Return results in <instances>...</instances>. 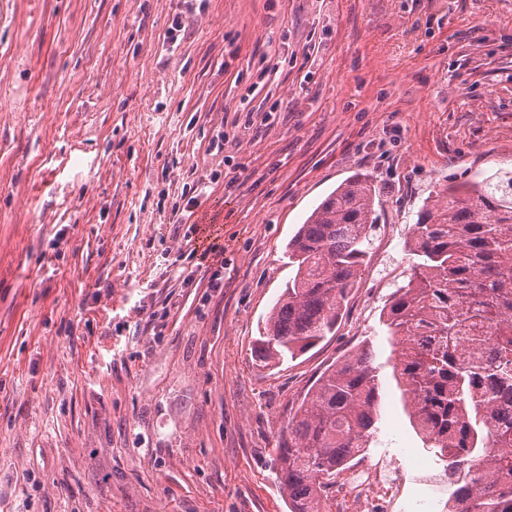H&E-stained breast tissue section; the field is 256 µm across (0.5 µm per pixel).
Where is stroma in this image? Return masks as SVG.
<instances>
[{
    "label": "stroma",
    "mask_w": 512,
    "mask_h": 512,
    "mask_svg": "<svg viewBox=\"0 0 512 512\" xmlns=\"http://www.w3.org/2000/svg\"><path fill=\"white\" fill-rule=\"evenodd\" d=\"M245 97L275 111L264 130L237 116ZM215 171L235 187L188 206ZM507 171L512 0H0V512H289V411L364 345L378 432L337 487L388 459L392 512H448L383 310L423 203ZM353 175L378 228L336 333L259 367L286 246ZM211 238L221 287H183Z\"/></svg>",
    "instance_id": "1"
}]
</instances>
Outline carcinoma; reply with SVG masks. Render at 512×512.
<instances>
[{
  "mask_svg": "<svg viewBox=\"0 0 512 512\" xmlns=\"http://www.w3.org/2000/svg\"><path fill=\"white\" fill-rule=\"evenodd\" d=\"M375 199L353 176L289 240L295 275L256 341L261 366L335 335L371 246ZM410 237L411 273L385 313L393 370L427 447L447 462L448 512H512V175L443 189ZM379 411L369 347L318 377L273 458L289 512H327L326 488L370 446Z\"/></svg>",
  "mask_w": 512,
  "mask_h": 512,
  "instance_id": "cac0c4a2",
  "label": "carcinoma"
}]
</instances>
